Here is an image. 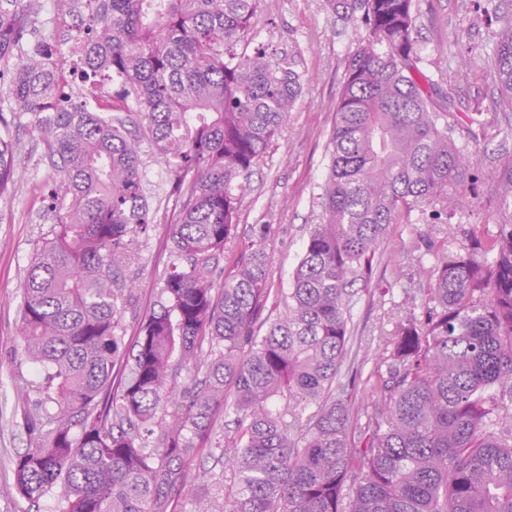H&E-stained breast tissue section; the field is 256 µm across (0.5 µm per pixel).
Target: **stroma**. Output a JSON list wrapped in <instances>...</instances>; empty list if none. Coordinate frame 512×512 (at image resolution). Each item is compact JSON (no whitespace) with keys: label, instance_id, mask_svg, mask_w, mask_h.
Here are the masks:
<instances>
[{"label":"stroma","instance_id":"stroma-1","mask_svg":"<svg viewBox=\"0 0 512 512\" xmlns=\"http://www.w3.org/2000/svg\"><path fill=\"white\" fill-rule=\"evenodd\" d=\"M492 29L482 0H419L415 37L425 71L453 101L448 134L486 170L495 167L502 149L512 150V136L503 135L511 122L494 108L498 89L491 64L467 70L458 58L484 52ZM253 33L256 40L293 57L302 92L240 195L236 234L215 266L213 279L220 286L232 276L248 242L266 224L269 286L284 296L309 229L321 221L319 194L328 172L336 101L346 60L363 31L337 20L324 0H274L271 9L255 16ZM34 126L29 115L13 125L21 177L11 209L0 212V512H27L29 507L5 491L13 480L15 457L29 446L26 432L16 424L17 395L26 392L34 404L44 397L43 374L26 359L19 335L21 285L37 245L54 225L45 194L55 175ZM140 154L144 193L158 222L148 236L135 240L124 270L136 284L121 317L128 345L134 343L144 316L163 299L172 261L170 229L180 210L178 198L170 193L166 166L149 140L141 141ZM463 240L458 224L415 220L392 225L376 254L370 282L355 284L349 351L335 393L350 408L353 432H360L379 407L380 375L391 358L397 326L422 312L428 284L421 270L433 261L429 243L443 248Z\"/></svg>","mask_w":512,"mask_h":512}]
</instances>
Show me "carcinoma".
<instances>
[{"label": "carcinoma", "mask_w": 512, "mask_h": 512, "mask_svg": "<svg viewBox=\"0 0 512 512\" xmlns=\"http://www.w3.org/2000/svg\"><path fill=\"white\" fill-rule=\"evenodd\" d=\"M488 57L498 108L512 112V16ZM267 0H52L77 21L76 66L30 41L34 0H0V207L12 203L16 144L8 112L36 118L56 171L52 237L22 284L25 354L46 398L23 410L30 447L14 490L59 512H214L221 480L186 465L218 455L233 484L223 512H512V153L485 172L448 137L453 104L421 70L416 0H325L363 37L345 65L322 185L288 296L271 294L262 228L249 257L215 287L211 269L235 236L239 193L301 92L292 59L259 42L238 50ZM101 89L73 100V79ZM123 112L144 121L181 199L164 302L145 315L119 386L122 280L134 239L156 215L142 192L140 147ZM493 187L501 225L433 262L422 315L400 325L380 417L354 441L330 398L348 354L352 293L370 280L390 225L418 213L460 224ZM192 376L188 399L176 367ZM235 415L216 434L217 413ZM159 446L146 447L155 429ZM357 478L349 495L344 487Z\"/></svg>", "instance_id": "cac0c4a2"}]
</instances>
